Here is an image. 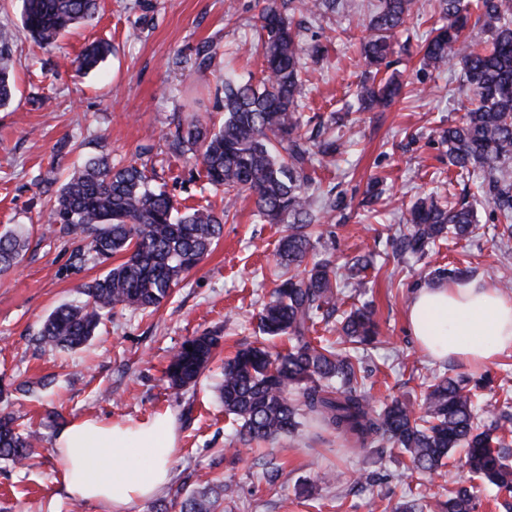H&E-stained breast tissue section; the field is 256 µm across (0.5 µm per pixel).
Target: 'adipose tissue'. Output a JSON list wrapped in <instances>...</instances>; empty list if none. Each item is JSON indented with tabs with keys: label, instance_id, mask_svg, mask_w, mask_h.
<instances>
[{
	"label": "adipose tissue",
	"instance_id": "obj_1",
	"mask_svg": "<svg viewBox=\"0 0 512 512\" xmlns=\"http://www.w3.org/2000/svg\"><path fill=\"white\" fill-rule=\"evenodd\" d=\"M408 326L434 358L490 364L512 351V297L475 280L426 285L411 299ZM54 448L57 481L70 497L123 512L168 484L175 422L167 414L131 424L76 418L59 430Z\"/></svg>",
	"mask_w": 512,
	"mask_h": 512
}]
</instances>
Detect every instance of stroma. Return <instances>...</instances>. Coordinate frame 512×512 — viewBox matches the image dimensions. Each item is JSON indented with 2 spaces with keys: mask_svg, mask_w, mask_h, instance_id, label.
<instances>
[{
  "mask_svg": "<svg viewBox=\"0 0 512 512\" xmlns=\"http://www.w3.org/2000/svg\"><path fill=\"white\" fill-rule=\"evenodd\" d=\"M263 5L264 0H99L93 24L41 50L23 31L20 0H0V33L12 41L16 79L12 102L0 107V232L19 225L30 230L23 261L0 275V412L21 416L41 434L30 466L0 464V512H113L100 502H76L59 486L57 432L78 417L136 422L164 413L175 419L178 444L173 479L158 499L166 504L204 484L227 483L235 489L233 500L223 503L228 512H390L395 503L466 485L479 497L478 512H500L496 488L470 473L458 451L439 475L421 483L398 450L349 453L320 430L280 438L258 451L239 443L237 424L219 397L222 363L262 338L256 315L275 286L276 248L287 230L261 221L249 195L238 199L211 254L156 312L124 310L81 350H51L37 340L45 318L59 305L81 300L84 285L106 270L81 258L83 242L43 232L39 218L51 200L44 180L63 182L74 165L104 152L112 162L154 169L156 184L180 206L222 210L223 189L208 184L195 160L169 153L166 135L189 115L207 125L222 122L214 90L224 48L240 46V70L259 72L262 59L245 35ZM366 18V0H347L339 20L317 21L306 32V40L326 52L309 65L300 108L315 125L335 117L343 143L335 162L315 165L322 190L336 189L345 198V208L331 217L336 260L374 257L362 290L341 284L345 296L372 305L381 331L380 344L369 352L375 371L362 388L378 404L393 396L415 401L435 377L486 374L492 388L485 400H504L512 387V354L483 367L435 361L407 330L413 292L430 284V272L439 265L470 267L471 279L512 295V283L501 277L504 266L512 267V242L492 239L491 206L478 210L484 226L479 239L440 244L421 259L393 254L390 246L419 197L433 192L444 198L462 190L439 136L464 114L461 68L451 62L440 72L422 69L425 41L439 18L434 0H422L419 13L396 36L390 67L408 82L410 98L383 112L349 109L348 89L364 72L358 47ZM100 38L110 40L115 53L79 73L78 55ZM206 46L212 57L202 56ZM206 330L221 338L211 369L174 398L164 377L169 355ZM23 381L33 383V395L16 393ZM269 462L281 471L271 486L261 477ZM326 462L342 472V481L300 497L301 486L314 483ZM367 472L380 473L381 482L352 487V478Z\"/></svg>",
  "mask_w": 512,
  "mask_h": 512,
  "instance_id": "35a3bbf8",
  "label": "stroma"
}]
</instances>
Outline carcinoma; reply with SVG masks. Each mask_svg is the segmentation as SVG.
<instances>
[{
	"instance_id": "obj_1",
	"label": "carcinoma",
	"mask_w": 512,
	"mask_h": 512,
	"mask_svg": "<svg viewBox=\"0 0 512 512\" xmlns=\"http://www.w3.org/2000/svg\"><path fill=\"white\" fill-rule=\"evenodd\" d=\"M24 30L40 49L52 46L72 27L88 23L97 0H21ZM416 0H380L364 24L361 56L375 72L390 68L395 36L413 13ZM343 0H266L254 28L253 46L262 57L261 76L224 71L219 109L224 122L210 128L196 117L170 131L169 148L189 154L203 166L208 184L224 188V211L208 207L179 211L170 195L150 188L153 176L133 164L118 167L107 155L87 158L55 192L40 218L48 233L89 239L86 259L126 258L85 286L86 299L63 304L44 320L39 341L55 350L71 351L95 335L117 308L156 309L173 293L186 273L210 253L224 232V217L245 192L254 195L259 216L270 224H287L279 246L283 271L258 317L265 336H286L290 346L272 353L250 345L224 362L220 397L224 413L239 423L240 438L257 444L295 436L322 426L361 448L387 445L409 456L422 476L439 472L458 447L466 449L469 470L512 493V442L498 432H512V403L478 413V391L484 379L443 376L429 385L421 403L393 399L376 406L358 381L371 373L363 358L341 344L371 345L380 341L374 313L367 307L341 310L334 291L373 267V258H358L342 269L332 260L331 234L320 230L323 212L345 206L341 196L316 209L320 187L312 176L316 157H332L338 138L327 127L308 129L298 112L305 86L306 59L323 47L308 45L296 10L312 20L336 16ZM443 21L427 39L422 65L434 70L457 62L469 91L470 107L462 121L442 130L448 143V165L460 173L479 171L483 199L493 207L496 237L512 240V0H437ZM482 24L485 43L466 34L470 21ZM113 52L99 40L85 50L79 66L89 70ZM13 50L0 36V106L13 99ZM403 91L387 78L364 83L357 94L360 110L382 112ZM407 232L396 240L403 254L424 257L445 238L477 235L476 200L466 196L440 202L421 199L409 209ZM28 247L27 231L0 234V274L16 267ZM339 315L338 341L310 336L315 326ZM220 337L204 332L175 349L166 369L168 388L178 397L197 384L219 346ZM36 435L25 431L11 414L0 416V459L15 466L29 464ZM233 496L228 485L208 487L171 503L179 512H217L220 500ZM475 512L473 488L459 485L433 503L398 502L393 512Z\"/></svg>"
}]
</instances>
